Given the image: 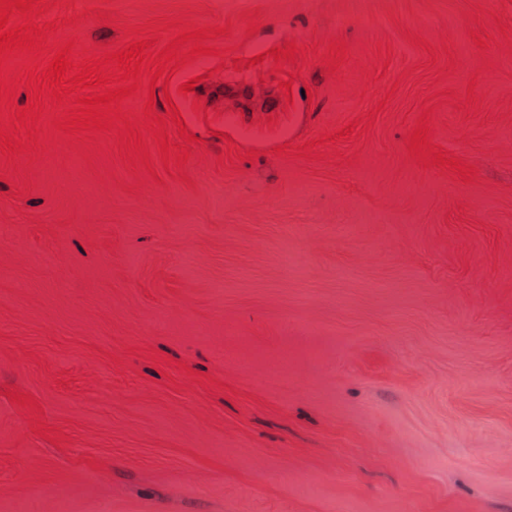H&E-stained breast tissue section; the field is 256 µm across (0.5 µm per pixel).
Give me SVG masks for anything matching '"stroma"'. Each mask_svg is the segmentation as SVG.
<instances>
[{
  "label": "stroma",
  "instance_id": "stroma-1",
  "mask_svg": "<svg viewBox=\"0 0 512 512\" xmlns=\"http://www.w3.org/2000/svg\"><path fill=\"white\" fill-rule=\"evenodd\" d=\"M33 21L44 54L0 56V512H512V0ZM140 37L186 61L110 127H57L83 88L16 117L29 60Z\"/></svg>",
  "mask_w": 512,
  "mask_h": 512
}]
</instances>
